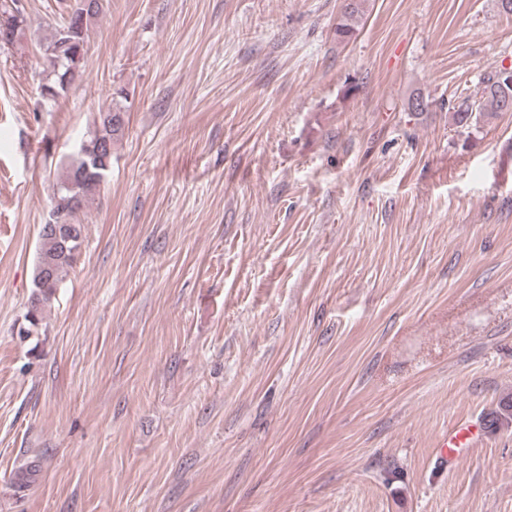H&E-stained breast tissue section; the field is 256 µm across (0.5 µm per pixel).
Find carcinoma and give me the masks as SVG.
Returning <instances> with one entry per match:
<instances>
[{
    "label": "carcinoma",
    "mask_w": 512,
    "mask_h": 512,
    "mask_svg": "<svg viewBox=\"0 0 512 512\" xmlns=\"http://www.w3.org/2000/svg\"><path fill=\"white\" fill-rule=\"evenodd\" d=\"M365 0H349L336 24V39H351ZM103 10L102 0H75L61 14L50 40L43 46L54 80L44 87L43 98L54 100L64 93L78 76V66L86 51L87 32ZM0 42L26 22V5L21 0H0ZM483 100H466L448 107L453 124L467 133L481 119L496 112H512V86L501 71L484 80ZM124 111L116 104L102 105L96 113L94 131L80 143L77 157L57 173L53 207L48 221L39 231V249L33 272V292L19 333L31 334L41 328L44 308L54 296L81 250L85 225L76 215L91 203L105 177L112 169V147L123 137ZM512 423V397L502 398L497 408L485 417V428L492 432Z\"/></svg>",
    "instance_id": "carcinoma-1"
}]
</instances>
